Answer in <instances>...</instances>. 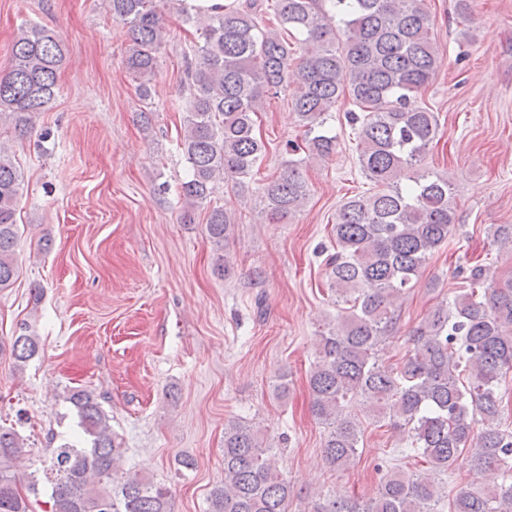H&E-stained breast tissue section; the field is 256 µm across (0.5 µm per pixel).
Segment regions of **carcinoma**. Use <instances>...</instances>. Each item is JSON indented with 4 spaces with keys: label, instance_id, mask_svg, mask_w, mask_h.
<instances>
[{
    "label": "carcinoma",
    "instance_id": "obj_1",
    "mask_svg": "<svg viewBox=\"0 0 512 512\" xmlns=\"http://www.w3.org/2000/svg\"><path fill=\"white\" fill-rule=\"evenodd\" d=\"M127 33L124 64L151 99L158 53L166 42L164 7L195 19L183 0H104ZM274 14L276 27L259 22ZM200 41L187 48V95L181 106L178 147L189 165L181 183L180 220L196 223L206 207L205 232L218 251L236 221L212 204L220 183L243 187L259 171L266 144L256 131L266 97L291 92L304 128V157L290 159L261 186L270 224L301 211L309 197L305 160L328 157L336 135L328 117L344 95L351 113L358 164L374 191L348 199L333 228L336 252L325 275L339 324L320 331L309 376L312 411L326 426V463L337 470L357 457L361 429L347 408L363 399L379 420L411 432L420 472L389 470L375 497L318 499L311 512H442L448 468L466 457L471 471H497L502 482L456 493L449 512H512V431L501 428L500 383L512 372V277L495 281L487 269L469 270V288L442 300L410 334L404 359L380 357L400 301L418 287L422 267L456 223L454 187L425 166L438 137V117L419 93L435 78L439 50L431 37L426 0H247L200 14ZM65 46L51 30L23 26L7 67L0 71V124L16 138L32 129L58 90ZM23 176L15 152L0 142V290L18 276L17 210ZM493 241L512 247V225L498 224ZM36 337L19 335L11 355L21 367L36 356ZM76 410L89 447L63 443L51 450L52 512H172L170 489L125 472L123 439L94 391L74 388ZM19 435L0 429V512H35L11 471ZM291 485L278 466V449L248 424L224 427V481L209 493L208 512H288Z\"/></svg>",
    "mask_w": 512,
    "mask_h": 512
}]
</instances>
